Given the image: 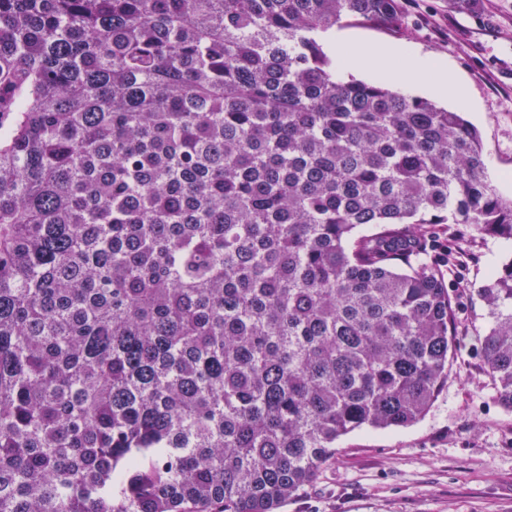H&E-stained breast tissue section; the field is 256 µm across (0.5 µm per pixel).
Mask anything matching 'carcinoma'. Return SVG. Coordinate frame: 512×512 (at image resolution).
I'll return each instance as SVG.
<instances>
[{
  "mask_svg": "<svg viewBox=\"0 0 512 512\" xmlns=\"http://www.w3.org/2000/svg\"><path fill=\"white\" fill-rule=\"evenodd\" d=\"M399 0H0V512H276L448 383L462 113L336 79ZM368 226L371 232L356 230ZM512 412V258L477 289Z\"/></svg>",
  "mask_w": 512,
  "mask_h": 512,
  "instance_id": "carcinoma-1",
  "label": "carcinoma"
}]
</instances>
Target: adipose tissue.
<instances>
[{
    "label": "adipose tissue",
    "instance_id": "1",
    "mask_svg": "<svg viewBox=\"0 0 512 512\" xmlns=\"http://www.w3.org/2000/svg\"><path fill=\"white\" fill-rule=\"evenodd\" d=\"M328 51L335 55L339 68L372 76L392 83L407 92L425 91L467 106L471 100L464 84L449 71L443 61L421 55L403 44H386L370 48L332 36Z\"/></svg>",
    "mask_w": 512,
    "mask_h": 512
}]
</instances>
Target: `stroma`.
I'll list each match as a JSON object with an SVG mask.
<instances>
[{
	"mask_svg": "<svg viewBox=\"0 0 512 512\" xmlns=\"http://www.w3.org/2000/svg\"><path fill=\"white\" fill-rule=\"evenodd\" d=\"M399 30L342 20L337 31L370 44L409 43L445 60L478 106L486 172L512 198V0H400ZM452 230L461 257L448 275L458 297L459 348L447 384L428 413L400 428H364L340 438L317 481L279 512H512V413L493 399L476 338L492 320L477 295L512 258V241Z\"/></svg>",
	"mask_w": 512,
	"mask_h": 512,
	"instance_id": "obj_1",
	"label": "stroma"
}]
</instances>
